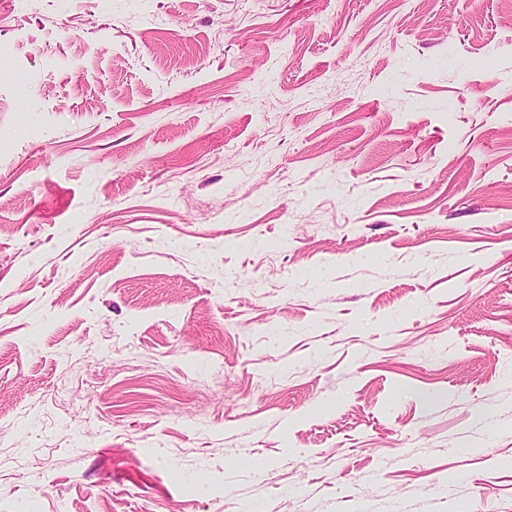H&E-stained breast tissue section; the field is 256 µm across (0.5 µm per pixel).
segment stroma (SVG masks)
Listing matches in <instances>:
<instances>
[{
  "label": "stroma",
  "instance_id": "35a3bbf8",
  "mask_svg": "<svg viewBox=\"0 0 512 512\" xmlns=\"http://www.w3.org/2000/svg\"><path fill=\"white\" fill-rule=\"evenodd\" d=\"M250 503L512 512V0H0V512Z\"/></svg>",
  "mask_w": 512,
  "mask_h": 512
}]
</instances>
